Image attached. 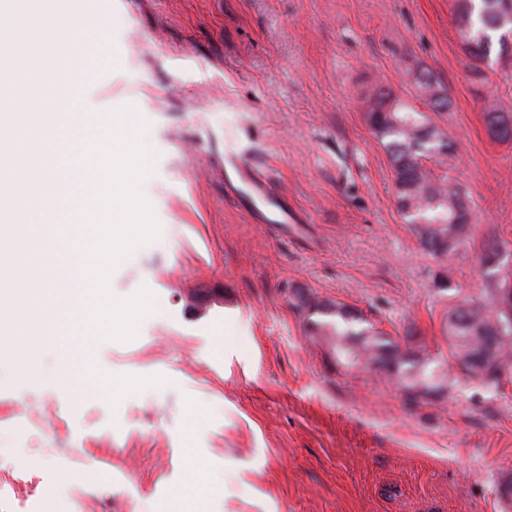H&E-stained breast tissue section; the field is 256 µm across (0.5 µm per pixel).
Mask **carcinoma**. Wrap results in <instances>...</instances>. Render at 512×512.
Listing matches in <instances>:
<instances>
[{"label": "carcinoma", "mask_w": 512, "mask_h": 512, "mask_svg": "<svg viewBox=\"0 0 512 512\" xmlns=\"http://www.w3.org/2000/svg\"><path fill=\"white\" fill-rule=\"evenodd\" d=\"M455 22L463 41L476 42L483 55L512 51V0H455ZM422 82L415 96L435 112L448 110L450 99L430 72L417 68ZM385 104L381 112L365 113V120L387 154L399 210L415 226L422 246L437 257L453 258L466 246L470 212L462 191L448 175V159L455 151L447 132L424 121L422 113L391 93L376 90ZM483 120L496 140L512 139V109L498 103L485 109ZM432 162L435 168L425 165ZM493 302L470 300L456 304L444 316L448 339V368L421 347L402 350L367 320L342 304L299 297L302 309L323 319L313 322L312 334L347 368L383 370L409 392L440 393L454 385L451 369L466 380L497 390L512 376V314L503 306L512 300V273L488 284Z\"/></svg>", "instance_id": "obj_1"}]
</instances>
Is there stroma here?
<instances>
[{
    "label": "stroma",
    "instance_id": "obj_1",
    "mask_svg": "<svg viewBox=\"0 0 512 512\" xmlns=\"http://www.w3.org/2000/svg\"><path fill=\"white\" fill-rule=\"evenodd\" d=\"M83 2L111 49L74 75L90 116L134 106L155 160L141 189L160 236L122 259L110 289L148 287L157 311L131 342L76 350L108 373L72 396L54 350L28 384L0 353V488L23 471L50 491L0 495V512H79L89 489L110 512H512V382L410 396L385 372L339 365L296 306L344 303L402 349L447 359L443 314L489 298L482 241L512 242V141L482 120L486 102L512 105V54L472 80L453 0ZM417 67L449 111L416 98ZM376 87L456 145L473 218L454 262L425 251L396 205L364 119ZM241 159L288 223L229 192ZM74 448L93 457L79 472Z\"/></svg>",
    "mask_w": 512,
    "mask_h": 512
}]
</instances>
